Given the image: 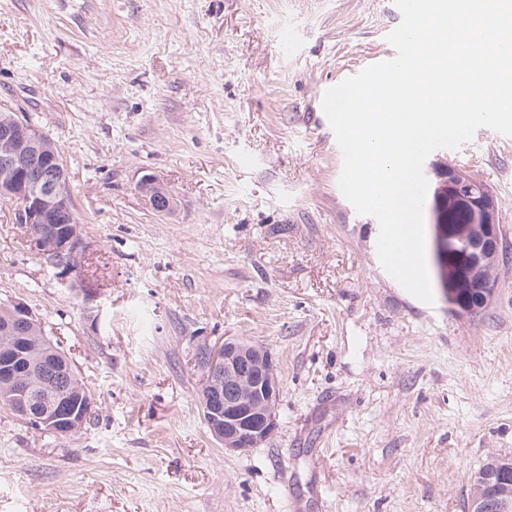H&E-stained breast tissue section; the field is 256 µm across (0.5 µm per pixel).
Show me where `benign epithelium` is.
Instances as JSON below:
<instances>
[{"mask_svg":"<svg viewBox=\"0 0 512 512\" xmlns=\"http://www.w3.org/2000/svg\"><path fill=\"white\" fill-rule=\"evenodd\" d=\"M432 173L437 180L431 209L434 257L441 288L454 314L473 316L474 309L462 299L463 289L478 290L486 303L496 291L492 272L501 257L498 201L492 193L457 180L458 172L451 166L434 165ZM68 188L66 169L50 139L13 111L0 116V196L15 204L16 223L26 228L31 247L62 279L79 271L86 248L72 217ZM445 195L468 213L467 223H446ZM37 327L27 307L12 305L10 322L0 328V383L8 385L5 392L23 418L53 434L68 435L86 422L78 410L61 407L63 398L79 390V385L70 372L50 368L58 348L45 334L36 337V347H30L27 335ZM196 362L201 372L200 404L213 437L229 452L264 444L276 428L281 397L272 352L226 339L202 345ZM29 371L52 384L49 398L31 391Z\"/></svg>","mask_w":512,"mask_h":512,"instance_id":"7a95c632","label":"benign epithelium"}]
</instances>
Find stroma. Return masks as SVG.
I'll return each instance as SVG.
<instances>
[{
  "label": "stroma",
  "mask_w": 512,
  "mask_h": 512,
  "mask_svg": "<svg viewBox=\"0 0 512 512\" xmlns=\"http://www.w3.org/2000/svg\"><path fill=\"white\" fill-rule=\"evenodd\" d=\"M392 0H0V105L55 143L86 252L78 289L0 202V306L26 305L92 398L57 436L0 407V512H464L512 458V139L441 163L499 204L506 254L486 312L454 315L381 265L374 217L339 185L322 90L384 54ZM150 177L173 196L154 212ZM267 347L277 427L228 453L195 356Z\"/></svg>",
  "instance_id": "obj_1"
}]
</instances>
